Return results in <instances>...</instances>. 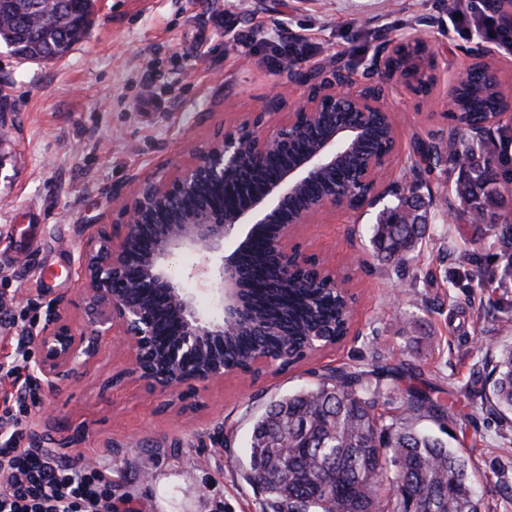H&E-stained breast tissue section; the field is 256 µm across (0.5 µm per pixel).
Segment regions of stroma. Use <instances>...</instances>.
I'll use <instances>...</instances> for the list:
<instances>
[{
    "label": "stroma",
    "mask_w": 512,
    "mask_h": 512,
    "mask_svg": "<svg viewBox=\"0 0 512 512\" xmlns=\"http://www.w3.org/2000/svg\"><path fill=\"white\" fill-rule=\"evenodd\" d=\"M454 0H96L86 33L62 58L20 59L0 48V300L12 311L1 336L41 329L54 298L71 300L87 320L73 281L91 224L112 221V195L161 164L190 161L218 129L276 103L291 39L311 50L305 69L340 58L370 68L381 43L429 41L439 68L428 95L377 73L382 100L398 110L395 194L430 198L428 229L403 265L372 256L380 205L327 212L295 237L356 297L350 336L335 348L256 376L230 374L167 402L124 374L122 350L98 342L66 387L38 391L28 432L71 464L96 455L112 469L115 495L135 512H262L245 480L254 418L272 400L312 387L328 369L381 360L411 373L378 383V412L404 416V389L426 383L463 424L452 447L468 452L482 512H512V413L483 407L469 387L487 374L512 337V280L492 289L495 308L479 309L480 289L458 255L474 248L481 267L504 264V246L486 225L449 220L440 198L456 202L454 165L404 176L414 137L449 130L442 100L459 71L482 50L512 97V53L482 30L458 31ZM286 120L291 102L276 103ZM395 194L384 197L393 203ZM227 440L224 448L215 439Z\"/></svg>",
    "instance_id": "obj_1"
}]
</instances>
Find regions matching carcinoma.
I'll return each instance as SVG.
<instances>
[{
	"label": "carcinoma",
	"mask_w": 512,
	"mask_h": 512,
	"mask_svg": "<svg viewBox=\"0 0 512 512\" xmlns=\"http://www.w3.org/2000/svg\"><path fill=\"white\" fill-rule=\"evenodd\" d=\"M70 10L47 19L33 30L26 21L28 0H0V45L28 60L66 54L86 32L92 0H67ZM424 55L403 48L396 63L417 70ZM457 130L473 134L462 151L469 163L460 170L456 189L463 216H476L504 246H512V224L500 223L499 172L494 144L475 133L495 112L506 111L500 90L476 74L460 89ZM388 132L373 119L366 143L378 150ZM417 201L423 208L418 224H395ZM429 203L416 194L397 197L382 210L371 239L376 256L400 262L423 239ZM501 274L478 272L485 289L495 277H512V253L505 255ZM271 288L253 292L257 318L288 334V352L298 354L310 339L331 326H340L343 304L324 280L308 276L280 280L268 271ZM283 337L245 328L224 340V364H243L259 352L280 349ZM369 374L393 375L394 369L374 362L372 368L335 369L311 389L270 402L256 419L250 438L247 481L263 495V512H481L470 477L471 457L448 446L443 438L416 426L422 418L439 425L458 421V414L417 387L406 391L407 416L388 418L377 413L378 394L366 382ZM491 402L512 413V344L501 349L488 373Z\"/></svg>",
	"instance_id": "carcinoma-1"
}]
</instances>
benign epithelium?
<instances>
[{
    "label": "benign epithelium",
    "mask_w": 512,
    "mask_h": 512,
    "mask_svg": "<svg viewBox=\"0 0 512 512\" xmlns=\"http://www.w3.org/2000/svg\"><path fill=\"white\" fill-rule=\"evenodd\" d=\"M496 12L500 26L512 29V0H497ZM282 71L283 91L295 86L308 90L288 113V121L273 124L271 113L255 112L196 150L189 163L138 178L128 192L113 195L111 229L89 233L78 257L77 288L94 316L84 326L76 325L69 315L71 301L61 296L35 337L47 386L71 381L79 359L89 357L97 341L108 339L126 355L125 375L152 394L175 398L185 389L224 379L230 373L224 362L202 365L200 360L214 341L253 321L239 250L268 249L282 275L293 276L308 259L290 245L303 225L324 212L354 210L382 195L398 150L394 111L337 65H318L302 74L287 63ZM342 110L382 117L389 149L366 157L350 187L315 200L280 224L288 202L338 169L361 141L362 124L334 121ZM272 153L289 161L267 178L261 192L241 205H199L203 187H231L241 173ZM264 224L280 225L278 236L263 238L258 229ZM182 251L198 256L187 278L213 295L217 315L199 314L169 277L167 262ZM285 357L283 351L260 354L238 373L255 375Z\"/></svg>",
    "instance_id": "1"
}]
</instances>
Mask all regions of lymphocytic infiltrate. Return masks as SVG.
Masks as SVG:
<instances>
[{
    "instance_id": "obj_1",
    "label": "lymphocytic infiltrate",
    "mask_w": 512,
    "mask_h": 512,
    "mask_svg": "<svg viewBox=\"0 0 512 512\" xmlns=\"http://www.w3.org/2000/svg\"><path fill=\"white\" fill-rule=\"evenodd\" d=\"M30 362L21 339L0 363L12 386L0 399V512H119L103 460L74 466L52 449L25 445V419L37 402Z\"/></svg>"
}]
</instances>
